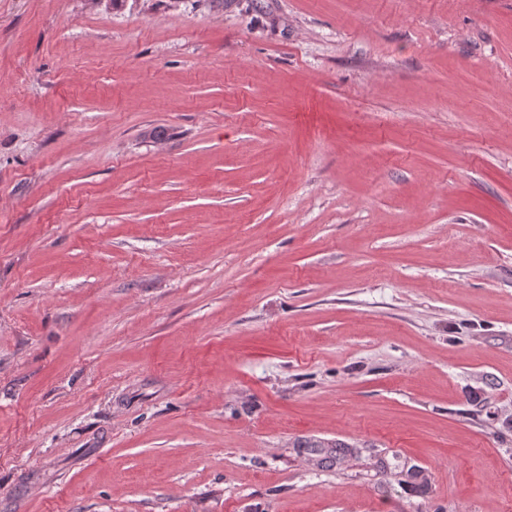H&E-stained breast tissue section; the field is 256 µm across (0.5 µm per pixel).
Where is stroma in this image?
<instances>
[{
    "instance_id": "stroma-1",
    "label": "stroma",
    "mask_w": 512,
    "mask_h": 512,
    "mask_svg": "<svg viewBox=\"0 0 512 512\" xmlns=\"http://www.w3.org/2000/svg\"><path fill=\"white\" fill-rule=\"evenodd\" d=\"M510 416L512 0H0V512H504ZM301 452L316 455L321 464H333L347 457L354 450L350 444L342 441L325 443L318 440H301L296 444Z\"/></svg>"
}]
</instances>
